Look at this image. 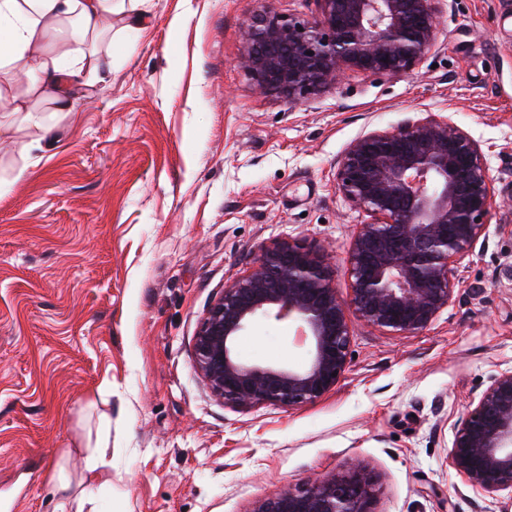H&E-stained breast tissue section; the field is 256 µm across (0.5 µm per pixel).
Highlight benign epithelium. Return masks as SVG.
Here are the masks:
<instances>
[{"label":"benign epithelium","instance_id":"benign-epithelium-1","mask_svg":"<svg viewBox=\"0 0 512 512\" xmlns=\"http://www.w3.org/2000/svg\"><path fill=\"white\" fill-rule=\"evenodd\" d=\"M442 2L317 0L311 22L267 7L247 24L239 60L260 90L290 104L347 71L398 77L434 45ZM336 183L370 217L348 251L349 298L322 254L290 240L263 249L225 285L195 336L194 365L224 403L292 408L323 398L351 361L350 310L392 335L427 328L452 300L457 266L484 236L495 196L479 141L436 115L352 140L336 160ZM262 319L294 326L305 365L238 358V337ZM447 462L473 489L512 492V371L492 376L457 422ZM376 492L372 472L353 463L252 512H376Z\"/></svg>","mask_w":512,"mask_h":512}]
</instances>
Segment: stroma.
Listing matches in <instances>:
<instances>
[{
  "label": "stroma",
  "instance_id": "stroma-1",
  "mask_svg": "<svg viewBox=\"0 0 512 512\" xmlns=\"http://www.w3.org/2000/svg\"><path fill=\"white\" fill-rule=\"evenodd\" d=\"M317 0H124L84 44L77 111L35 103L0 133V512H61L87 441L108 428L99 512H252L358 462L376 512H501L447 464L453 428L512 371V0H454L399 77L351 73L291 106L239 64L262 8ZM482 145L495 186L485 239L426 329L351 317L336 387L294 408L227 405L193 361L208 305L271 243L324 254L340 296L367 215L336 184L357 136L428 114ZM25 180H15L19 168ZM287 323L237 340L249 364L303 365Z\"/></svg>",
  "mask_w": 512,
  "mask_h": 512
}]
</instances>
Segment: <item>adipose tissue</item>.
<instances>
[{
	"instance_id": "1",
	"label": "adipose tissue",
	"mask_w": 512,
	"mask_h": 512,
	"mask_svg": "<svg viewBox=\"0 0 512 512\" xmlns=\"http://www.w3.org/2000/svg\"><path fill=\"white\" fill-rule=\"evenodd\" d=\"M112 10V0H0V105L25 112L34 95L48 99L55 111H75L85 51L77 48L67 57L41 53L38 42L50 21L75 17L90 32Z\"/></svg>"
}]
</instances>
